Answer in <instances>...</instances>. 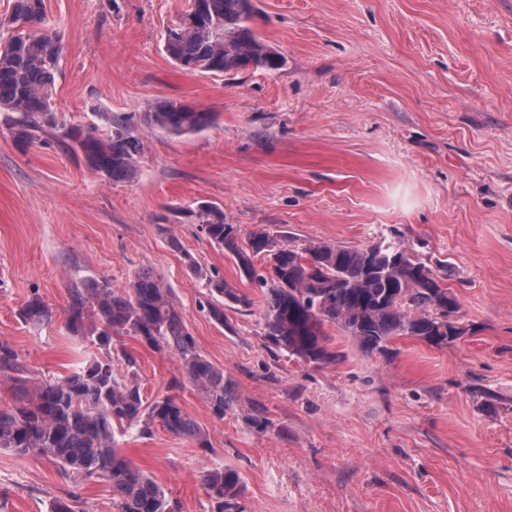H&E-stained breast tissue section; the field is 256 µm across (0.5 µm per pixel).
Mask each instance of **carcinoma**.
Returning <instances> with one entry per match:
<instances>
[{"mask_svg": "<svg viewBox=\"0 0 512 512\" xmlns=\"http://www.w3.org/2000/svg\"><path fill=\"white\" fill-rule=\"evenodd\" d=\"M194 2L198 20L169 29L163 42L164 52L180 69L220 75L283 65L278 52L247 24L248 0ZM44 22L43 0H15L8 24H0V113L20 145L29 143L33 132L56 126L50 100L62 46L57 33L43 28ZM101 119L105 133L97 124H79L67 128L63 137L92 171L124 182L133 176L141 150L134 116L104 112ZM144 121L152 129L181 136L210 128L215 115L158 100ZM188 216L196 217L209 240L233 256L241 274L263 295V336L290 357L315 365L335 362L328 323L341 326L369 353L387 350V343L399 336L442 347L459 334L452 319L459 303L444 285L448 265L433 267L400 242L367 248L318 243L299 252L266 229L241 241L239 226L224 222V213L208 204ZM260 257L264 268L255 264ZM207 286L222 297L208 304V315L220 325L224 302L252 305L247 294L217 275L207 277ZM66 312L71 334L91 341L104 356L60 380L43 381L29 376L18 352L0 341V376L12 388V401L0 405V449L43 455L69 475L105 481L117 512H175L165 491L116 448L113 425L149 435L158 424L201 448L208 447V439L175 399H143L132 356H124V373L115 371L113 338L136 336L156 352L176 357L218 418L234 400L224 370L201 355L170 290L150 271L137 273L122 288L87 279L70 290ZM19 316L41 325L51 319V311L34 294ZM202 483L215 512H243L236 470L211 468Z\"/></svg>", "mask_w": 512, "mask_h": 512, "instance_id": "1", "label": "carcinoma"}]
</instances>
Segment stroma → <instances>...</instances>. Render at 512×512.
Listing matches in <instances>:
<instances>
[{
    "label": "stroma",
    "mask_w": 512,
    "mask_h": 512,
    "mask_svg": "<svg viewBox=\"0 0 512 512\" xmlns=\"http://www.w3.org/2000/svg\"><path fill=\"white\" fill-rule=\"evenodd\" d=\"M252 3L250 25L283 66L214 76L163 51L190 0H44L63 46L57 127L21 148L0 124V341L37 376H66L100 354L66 328L70 289L153 271L235 393L215 417L173 357L131 336L112 344L114 362L136 358L146 400L175 398L209 439L115 430L178 512H213L201 475L217 466L240 473L244 512H512V0ZM159 99L216 121L149 129ZM102 111L140 122L130 180L92 173L61 140ZM203 203L242 235L264 228L298 250L401 238L447 262L459 336L366 353L329 324L339 358L322 367L269 348L261 293L180 213ZM202 270L252 306L216 324ZM34 292L52 310L38 328L18 315ZM255 414L267 432L249 427ZM58 499L114 512L106 483L0 450V512Z\"/></svg>",
    "instance_id": "1"
}]
</instances>
